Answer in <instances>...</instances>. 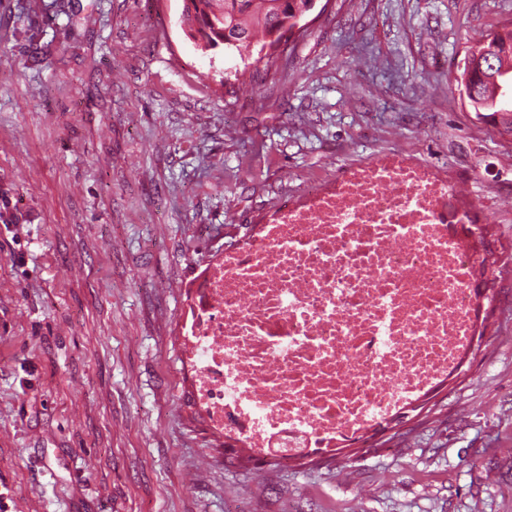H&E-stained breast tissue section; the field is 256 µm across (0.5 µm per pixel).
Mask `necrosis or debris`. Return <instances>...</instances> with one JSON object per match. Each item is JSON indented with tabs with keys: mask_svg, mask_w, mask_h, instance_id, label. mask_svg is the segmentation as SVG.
I'll list each match as a JSON object with an SVG mask.
<instances>
[{
	"mask_svg": "<svg viewBox=\"0 0 512 512\" xmlns=\"http://www.w3.org/2000/svg\"><path fill=\"white\" fill-rule=\"evenodd\" d=\"M453 181L382 152L271 212L192 291L184 366L210 432L289 463L368 440L466 362L480 273Z\"/></svg>",
	"mask_w": 512,
	"mask_h": 512,
	"instance_id": "4bbe7bcc",
	"label": "necrosis or debris"
}]
</instances>
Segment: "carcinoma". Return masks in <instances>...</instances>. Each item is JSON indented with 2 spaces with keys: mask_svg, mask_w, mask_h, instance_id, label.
I'll use <instances>...</instances> for the list:
<instances>
[{
  "mask_svg": "<svg viewBox=\"0 0 512 512\" xmlns=\"http://www.w3.org/2000/svg\"><path fill=\"white\" fill-rule=\"evenodd\" d=\"M307 0H183V17L190 33H201L208 39V49H223L239 56L252 53L253 41L260 35L271 37L285 27L284 21L301 11ZM480 54L482 70L472 74L470 83H464L466 71L455 78L465 88L467 99L477 112H512V96L498 95L495 84L486 81L498 77L499 82L512 83V68L503 69L512 62V43L495 45L486 40L475 49Z\"/></svg>",
  "mask_w": 512,
  "mask_h": 512,
  "instance_id": "carcinoma-1",
  "label": "carcinoma"
}]
</instances>
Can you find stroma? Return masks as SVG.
Returning a JSON list of instances; mask_svg holds the SVG:
<instances>
[{"label": "stroma", "mask_w": 512, "mask_h": 512, "mask_svg": "<svg viewBox=\"0 0 512 512\" xmlns=\"http://www.w3.org/2000/svg\"><path fill=\"white\" fill-rule=\"evenodd\" d=\"M183 0H0V512H512V133L448 75L512 0H316L272 68ZM445 169L499 256L483 345L403 427L233 465L182 366L191 290L313 181Z\"/></svg>", "instance_id": "1"}]
</instances>
